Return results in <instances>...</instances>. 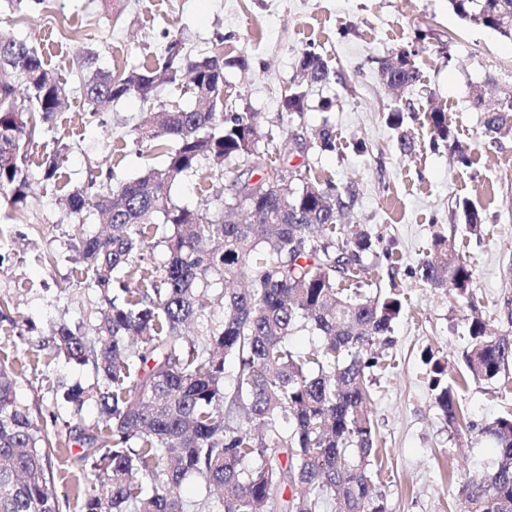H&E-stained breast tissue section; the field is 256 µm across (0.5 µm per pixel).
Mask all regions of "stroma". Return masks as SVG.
Wrapping results in <instances>:
<instances>
[{"mask_svg":"<svg viewBox=\"0 0 512 512\" xmlns=\"http://www.w3.org/2000/svg\"><path fill=\"white\" fill-rule=\"evenodd\" d=\"M0 28L39 45L69 91L46 135L67 146L59 179L33 172L18 209L0 197V300L9 303L0 314V359L13 362L17 396L33 419L53 413L60 419L52 490L61 512H77L83 474L74 462L79 447L65 435L71 407L57 382L86 387L93 378L61 359L33 367L32 346L59 319L94 323L95 298L70 246L66 197L100 172L114 171L121 180L140 174L135 129L147 110L130 97L91 112L76 62L90 56L116 73L155 66L177 32L191 56L223 55L224 95L234 111L257 115L273 165L288 171L307 164L319 178L353 186L352 218L371 234L376 252L373 289L397 293L402 303L392 323L394 343L380 351L390 366L373 371L374 479L389 512H456L459 483L495 456L486 427L512 412V365L505 386L468 381L459 400L471 426L448 427L435 404L432 363L441 361L451 377L463 373L470 308L465 299L429 288L418 267L434 236H447L474 269L483 318L512 333V141L485 136L482 115L468 102L470 85L490 75L512 88V41L460 19L448 0H122L116 10L101 0H24L21 10L0 12ZM309 50L335 76L312 88L302 116L290 120L281 114L282 99ZM401 50L410 52L419 80L397 98L378 72ZM398 106L405 119L396 130L387 116ZM434 106L444 109L456 141L469 147L470 167H457L448 143L436 139L428 122ZM325 124L335 151L304 155L290 146L292 135L309 139ZM403 132L415 142L409 156L397 147ZM235 170L226 163L218 178L200 169L176 183L171 198L181 207L217 209ZM463 201L483 217L481 237L467 234Z\"/></svg>","mask_w":512,"mask_h":512,"instance_id":"35a3bbf8","label":"stroma"}]
</instances>
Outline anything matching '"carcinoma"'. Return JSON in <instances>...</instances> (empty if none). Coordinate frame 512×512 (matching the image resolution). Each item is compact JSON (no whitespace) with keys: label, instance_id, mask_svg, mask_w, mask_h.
<instances>
[{"label":"carcinoma","instance_id":"1","mask_svg":"<svg viewBox=\"0 0 512 512\" xmlns=\"http://www.w3.org/2000/svg\"><path fill=\"white\" fill-rule=\"evenodd\" d=\"M461 19L512 39V0H448ZM89 71L83 84L91 111L129 96L157 107L136 127L141 174L116 183L77 188L70 212L107 226L105 235L74 232L82 256L80 275L100 302L92 331L60 321L35 349L88 368L91 390L60 383L78 416L91 397L100 416L76 423L82 451L75 458L90 477L78 494L80 512H192L182 497L185 479L206 487L215 505L206 512H387L370 470L376 431L369 375L380 365L375 346L393 343L401 311L396 294L372 295L363 279L372 252L364 230H337L355 191L322 181L309 167L284 177L258 148L261 127L252 112L224 114V58H193L182 36L164 49L162 66L115 74ZM380 80L406 91L419 81L409 53L384 60ZM26 90L17 104L16 80ZM332 80L329 64L306 52L298 80L283 97L289 118L303 112V85ZM184 84L197 106L157 104L160 83ZM473 109L484 113V133L512 139V91L488 80L470 86ZM68 94L35 45L0 31V193L14 207L30 188L28 148L46 135V124ZM429 119L443 141L451 138L445 112ZM45 180L59 170L58 141L43 142ZM301 151L336 149L328 125ZM164 157L162 163L154 156ZM237 160L255 182L234 181L217 212L173 203L171 187L206 165L224 176ZM297 182L292 188L284 180ZM469 234L482 232V216L462 202ZM162 244L168 259L156 270L144 251ZM429 287L454 288L471 309L468 377L501 378L512 361V334H491L479 314L468 259L437 235L421 261ZM311 328L317 349L302 354L290 332ZM432 365L436 405L450 427L464 419L456 381ZM232 378L233 389L225 388ZM16 375L0 364V512H59L51 469L56 420L39 424L19 401ZM488 433L496 447L492 465L458 488L460 512H512V414ZM292 488L291 498L283 492Z\"/></svg>","mask_w":512,"mask_h":512}]
</instances>
